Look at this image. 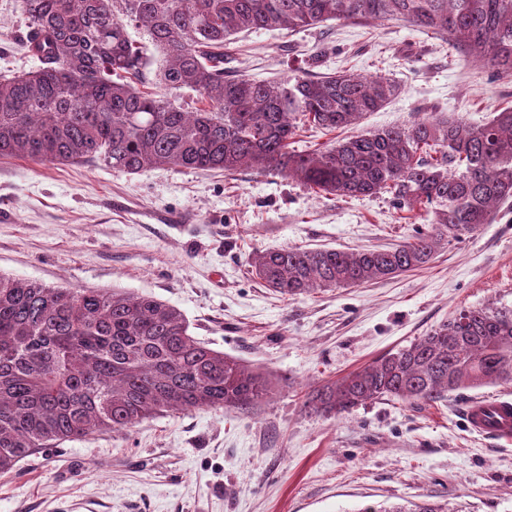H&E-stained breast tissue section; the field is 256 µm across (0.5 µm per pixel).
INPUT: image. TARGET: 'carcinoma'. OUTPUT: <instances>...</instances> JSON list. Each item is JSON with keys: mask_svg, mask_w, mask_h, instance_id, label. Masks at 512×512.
I'll return each mask as SVG.
<instances>
[{"mask_svg": "<svg viewBox=\"0 0 512 512\" xmlns=\"http://www.w3.org/2000/svg\"><path fill=\"white\" fill-rule=\"evenodd\" d=\"M22 44L40 62L0 80V157L151 167L275 172L321 193L389 192L432 212L430 229L388 249L287 247L254 255L251 274L284 295L354 287L419 269L443 241L490 223L512 199V107L484 125L414 121L288 150L299 126L335 131L397 93L382 77L337 72L266 83L224 76L231 37L328 20H404L461 57L512 77V0H25ZM142 26L162 57L146 61L127 27ZM188 89V111L173 95ZM488 383L512 385V308L460 310L395 353L324 385L306 401L340 414L384 397L434 401ZM272 380L194 336L182 312L151 296L55 288L0 275V475L42 448L126 430L162 413L247 409ZM361 512H448L413 508Z\"/></svg>", "mask_w": 512, "mask_h": 512, "instance_id": "obj_1", "label": "carcinoma"}]
</instances>
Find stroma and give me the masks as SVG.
<instances>
[{"instance_id": "stroma-1", "label": "stroma", "mask_w": 512, "mask_h": 512, "mask_svg": "<svg viewBox=\"0 0 512 512\" xmlns=\"http://www.w3.org/2000/svg\"><path fill=\"white\" fill-rule=\"evenodd\" d=\"M23 0H0V76L33 70ZM224 68L258 81L348 71L398 86L357 135L419 119L473 125L512 107V79L466 63L406 21L336 20L240 35ZM431 213L387 192H314L273 172L125 173L101 164L0 158V274L116 289L178 308L209 347L268 372L251 411L190 410L40 450L0 476V512H359L447 502L512 512V443L473 432L463 409L512 386L435 402L382 398L327 417L314 389L409 346L464 308L512 306V203L425 266L376 283L295 296L265 288L251 256L282 247L412 241Z\"/></svg>"}]
</instances>
